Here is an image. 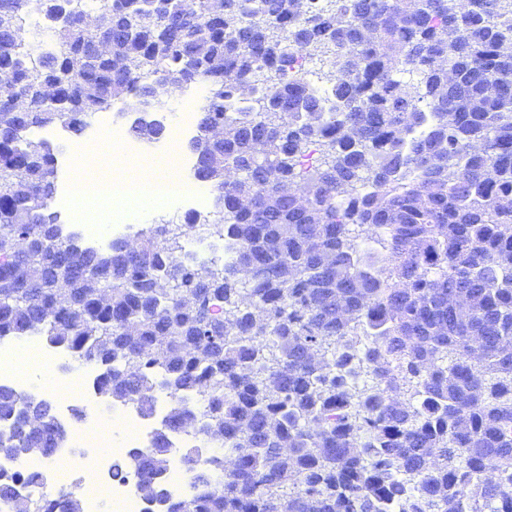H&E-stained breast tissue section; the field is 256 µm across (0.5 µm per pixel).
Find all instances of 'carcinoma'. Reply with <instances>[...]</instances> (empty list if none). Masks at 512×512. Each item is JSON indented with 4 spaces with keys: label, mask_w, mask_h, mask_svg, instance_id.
<instances>
[{
    "label": "carcinoma",
    "mask_w": 512,
    "mask_h": 512,
    "mask_svg": "<svg viewBox=\"0 0 512 512\" xmlns=\"http://www.w3.org/2000/svg\"><path fill=\"white\" fill-rule=\"evenodd\" d=\"M33 9L52 51L27 35ZM1 69L0 337L41 333L95 364L105 402H205L200 417L176 404L129 454L147 502L512 512V0H0ZM159 73L207 86L198 127L224 128L189 142L224 221L220 267L176 260L180 238L216 228L207 215L128 251L83 246L48 212L55 156L27 133L78 135L120 97L159 108ZM2 419L0 448L21 455L50 459L66 438L49 402L0 386ZM191 424L234 465L216 490L184 449L183 499L161 476ZM41 481L0 469V502L16 512ZM26 509L80 501L30 494Z\"/></svg>",
    "instance_id": "obj_1"
}]
</instances>
